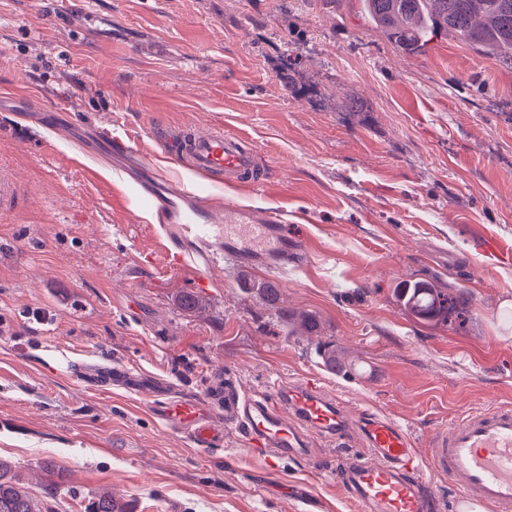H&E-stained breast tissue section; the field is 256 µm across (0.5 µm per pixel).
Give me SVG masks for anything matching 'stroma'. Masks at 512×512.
I'll list each match as a JSON object with an SVG mask.
<instances>
[{
    "mask_svg": "<svg viewBox=\"0 0 512 512\" xmlns=\"http://www.w3.org/2000/svg\"><path fill=\"white\" fill-rule=\"evenodd\" d=\"M153 127L251 140L277 191L235 203L305 214L287 268L227 258L205 289L166 268L132 188L145 172L113 151L156 153ZM1 176L0 456L52 512L104 492L135 512H356L329 477L340 449L318 439L273 469L236 432L201 449L81 368L192 399L227 373L256 396L314 374L420 439L512 403V261L480 245L512 252V66L452 34L405 52L361 0H0ZM403 281L467 293L465 317L416 319ZM262 284L317 333L291 331Z\"/></svg>",
    "mask_w": 512,
    "mask_h": 512,
    "instance_id": "35a3bbf8",
    "label": "stroma"
}]
</instances>
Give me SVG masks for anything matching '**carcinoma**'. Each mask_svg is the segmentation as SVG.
Wrapping results in <instances>:
<instances>
[{
  "mask_svg": "<svg viewBox=\"0 0 512 512\" xmlns=\"http://www.w3.org/2000/svg\"><path fill=\"white\" fill-rule=\"evenodd\" d=\"M366 11L402 49H415L437 31H451L474 50L512 66V0H363ZM405 308L424 322L448 320V309L464 313L469 298L431 283L397 289ZM128 504L106 492L87 512H128ZM0 512H44L14 476L12 461L0 457Z\"/></svg>",
  "mask_w": 512,
  "mask_h": 512,
  "instance_id": "1",
  "label": "carcinoma"
}]
</instances>
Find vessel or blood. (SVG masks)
<instances>
[{"instance_id": "1", "label": "vessel or blood", "mask_w": 512, "mask_h": 512, "mask_svg": "<svg viewBox=\"0 0 512 512\" xmlns=\"http://www.w3.org/2000/svg\"><path fill=\"white\" fill-rule=\"evenodd\" d=\"M167 160L188 157L193 171L210 181L218 180L231 190L268 187L273 176L258 167L255 149L235 130L207 134L171 131L158 134ZM139 195L152 207L167 213L184 202L180 234L186 240L207 241L224 237L233 241L239 224L252 225L264 237L261 254L269 264L288 260V244L281 227L282 209L239 211V223L224 222L222 207L213 205L200 187L170 185L162 180L142 181ZM175 237L165 236L164 251L170 269L189 273L196 287L211 285L210 274L218 264L214 252L193 255L178 248ZM119 386L137 393L150 392V408L174 433L185 436L198 448L220 444L226 431L239 432L250 450L268 466L286 456L300 455L317 436L333 447L348 446L359 434L367 451L337 465L332 474L356 504L359 512H439L441 500L436 478L448 480L459 512H512V406L494 404L470 411L445 427L433 429L418 442L410 429L388 417L363 412L349 416L343 405L313 377L273 386L259 399L240 385H214L206 403L175 395L167 385L124 366L102 369L100 388ZM224 411V427L216 429V409ZM426 454H419V445Z\"/></svg>"}]
</instances>
